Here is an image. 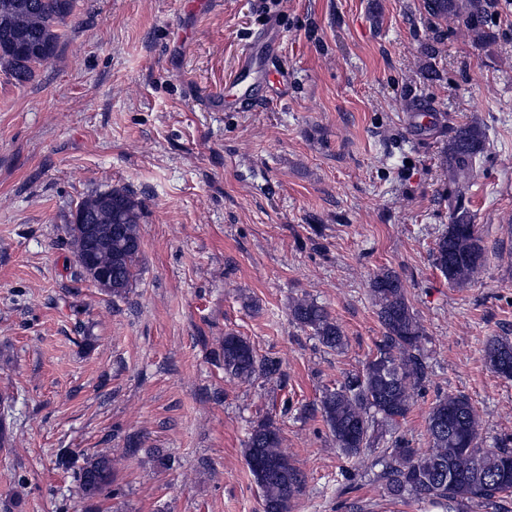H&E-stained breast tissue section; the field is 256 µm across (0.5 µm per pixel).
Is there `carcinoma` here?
I'll use <instances>...</instances> for the list:
<instances>
[{"label": "carcinoma", "instance_id": "carcinoma-1", "mask_svg": "<svg viewBox=\"0 0 512 512\" xmlns=\"http://www.w3.org/2000/svg\"><path fill=\"white\" fill-rule=\"evenodd\" d=\"M75 0H0V69L17 83L30 81L35 69L55 56L62 38L60 25L73 14ZM458 8L477 37L487 5L466 0ZM484 140L474 126L457 128L448 147V178L463 190L470 178L472 159L483 151ZM77 208L90 224H115L119 231L105 242L98 262L112 265L114 297H123L136 276L141 253L139 224L142 204L124 188L112 187L84 197ZM466 212L454 210L448 230L437 239L433 251L437 269L458 286L470 283L482 266L485 246L477 225L466 222ZM383 336L375 356L363 371L348 376L341 386L327 392L320 402V414L336 448L360 463L377 420L387 424L405 418L415 394L427 378L422 354L424 329L408 302L400 276L391 269L377 272L370 283ZM291 320L312 331L320 344L331 350L344 346L342 328L325 307L315 300L300 298L289 306ZM219 355L224 374L243 384L258 377H270L279 370L274 358L256 357L250 343L229 333ZM489 368L504 377L512 376V340L491 339L485 347ZM479 417L470 399L448 393L437 397L428 415L431 448L420 453L401 441L383 450L372 466L380 467L376 479L388 497L428 501L443 512H465L476 500L490 505L512 496V440L505 439L494 451L478 445ZM248 469L262 491L265 512H290L292 500L303 488V476L290 467L288 479L264 474L259 463H290L282 451V437L272 419L253 425L245 448ZM79 492L88 499L112 497V449L86 458L76 474Z\"/></svg>", "mask_w": 512, "mask_h": 512}]
</instances>
